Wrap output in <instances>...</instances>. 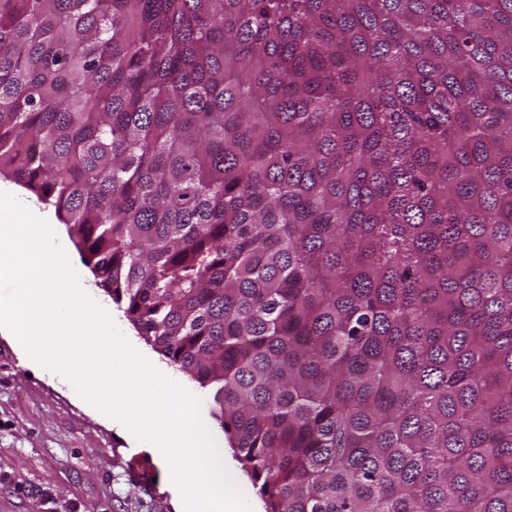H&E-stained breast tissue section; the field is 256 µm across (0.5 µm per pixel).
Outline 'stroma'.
<instances>
[{
  "label": "stroma",
  "instance_id": "obj_1",
  "mask_svg": "<svg viewBox=\"0 0 512 512\" xmlns=\"http://www.w3.org/2000/svg\"><path fill=\"white\" fill-rule=\"evenodd\" d=\"M0 512H176L166 464L0 333Z\"/></svg>",
  "mask_w": 512,
  "mask_h": 512
}]
</instances>
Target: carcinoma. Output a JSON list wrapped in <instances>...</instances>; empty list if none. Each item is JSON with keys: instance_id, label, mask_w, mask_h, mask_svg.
<instances>
[{"instance_id": "obj_1", "label": "carcinoma", "mask_w": 512, "mask_h": 512, "mask_svg": "<svg viewBox=\"0 0 512 512\" xmlns=\"http://www.w3.org/2000/svg\"><path fill=\"white\" fill-rule=\"evenodd\" d=\"M0 177L265 512H512V0H0ZM4 191H11L14 193L15 197L23 203L25 206L29 203L34 204L37 206L40 210V212L44 213L49 220L53 224H58L57 227L60 229V242L71 252L73 257L82 265L84 266L88 273H89V280L88 284L91 287L92 295L95 300L102 302L109 307L112 308V312L114 313V320L117 323V325L121 328V330L130 337L134 342L140 344L142 347H144L147 351H149L151 354H153L158 360L163 363L168 369L173 370L174 372L179 373L184 378H186L190 384L191 387L196 391V395L199 396L203 403H202V414L206 417L207 424L209 427L218 433L221 434V436L224 435V441L226 443V451L231 455L233 464L237 471L240 474V477L242 479V484L240 486L241 490L243 491L244 495L246 496L247 500L252 506L253 510H260L262 512H265L264 503L258 493V488L254 486L252 480L247 475V473L241 468V465L237 462V460L233 456L232 449L230 447L229 441L227 439V436L224 434V430L221 428L220 424L213 418L211 415V400L208 395V392L201 388L200 385L193 379H191L186 374L176 370L174 367H172L170 364H168L160 354H158L151 346L146 344L140 336H138L136 330L132 327V325L128 322V320L123 316V312L120 311L117 308V305L114 304L110 297L107 296V294L99 287L95 285L96 279L94 278L91 270L84 264L81 255L76 248L73 241L70 239L67 228L64 224H61L54 212V208L52 206H46L44 204H41L38 202L36 196L31 193L30 191L15 185L13 182L6 181L0 178V192Z\"/></svg>"}]
</instances>
